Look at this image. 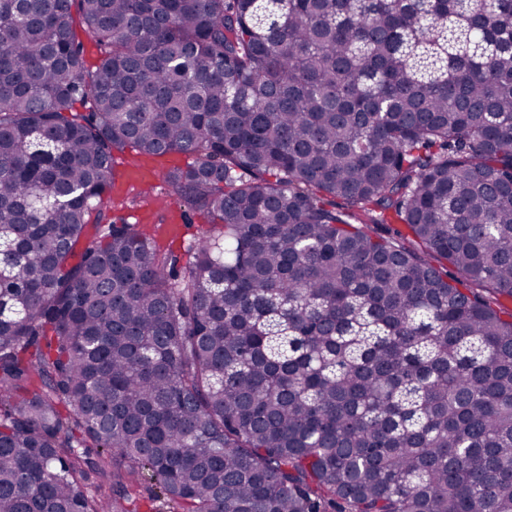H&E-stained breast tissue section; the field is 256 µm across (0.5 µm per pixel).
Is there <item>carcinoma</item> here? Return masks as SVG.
Segmentation results:
<instances>
[{
  "instance_id": "carcinoma-1",
  "label": "carcinoma",
  "mask_w": 512,
  "mask_h": 512,
  "mask_svg": "<svg viewBox=\"0 0 512 512\" xmlns=\"http://www.w3.org/2000/svg\"><path fill=\"white\" fill-rule=\"evenodd\" d=\"M0 257V512H512V0H0ZM119 157L122 159L119 160ZM189 161L191 158L182 153H169L160 158H145L129 150L123 154H116V162L122 163L120 169L125 165L137 166L143 162H151L154 165L153 174L149 183H140L138 176L134 175L119 193H114L111 189L107 203L103 207L106 218H112V221L117 224L123 220L133 224L134 219L130 218L134 215L133 213L146 216L149 222L144 224H172L170 221L176 218L178 222L175 224L183 225L181 237L173 241H159L155 238V242L160 249L177 256L180 264L186 260L188 247L210 228L207 217L192 211L183 200L166 194V172L175 167H183ZM147 184L154 187L153 194L143 190ZM155 195H162L169 199L170 206L167 210L160 211L156 208ZM142 198L147 202H142Z\"/></svg>"
}]
</instances>
